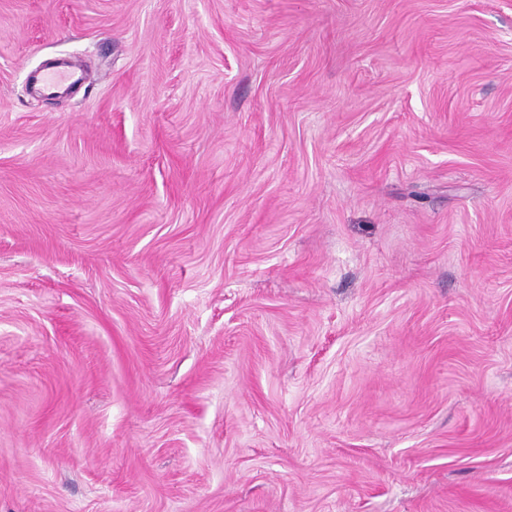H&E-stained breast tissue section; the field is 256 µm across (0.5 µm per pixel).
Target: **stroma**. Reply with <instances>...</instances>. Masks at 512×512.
<instances>
[{
    "label": "stroma",
    "instance_id": "obj_1",
    "mask_svg": "<svg viewBox=\"0 0 512 512\" xmlns=\"http://www.w3.org/2000/svg\"><path fill=\"white\" fill-rule=\"evenodd\" d=\"M0 512H512V0H0Z\"/></svg>",
    "mask_w": 512,
    "mask_h": 512
}]
</instances>
